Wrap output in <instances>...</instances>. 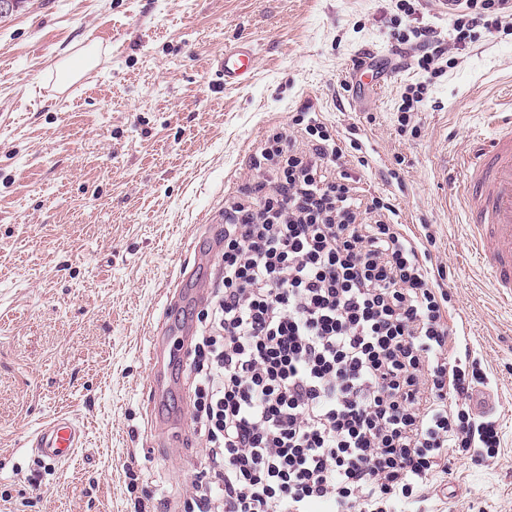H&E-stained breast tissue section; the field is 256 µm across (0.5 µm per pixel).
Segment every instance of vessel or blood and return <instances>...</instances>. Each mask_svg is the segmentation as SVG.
<instances>
[{"instance_id":"b4317fda","label":"vessel or blood","mask_w":512,"mask_h":512,"mask_svg":"<svg viewBox=\"0 0 512 512\" xmlns=\"http://www.w3.org/2000/svg\"><path fill=\"white\" fill-rule=\"evenodd\" d=\"M256 53L249 41L225 47L220 70L228 87L246 86L255 71ZM457 198L471 226V246L487 269L501 298L512 297V114L497 117L489 138L461 161ZM76 422L58 415L33 433L31 449L58 464L83 445Z\"/></svg>"}]
</instances>
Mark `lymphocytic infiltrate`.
I'll return each instance as SVG.
<instances>
[{
    "label": "lymphocytic infiltrate",
    "mask_w": 512,
    "mask_h": 512,
    "mask_svg": "<svg viewBox=\"0 0 512 512\" xmlns=\"http://www.w3.org/2000/svg\"><path fill=\"white\" fill-rule=\"evenodd\" d=\"M454 41L492 35L512 0H458ZM420 70L448 46L412 31ZM319 113L273 128L262 181L224 202V256L186 364L200 447L195 512H405L449 455L492 457L477 358L449 356L443 264L359 195Z\"/></svg>",
    "instance_id": "lymphocytic-infiltrate-1"
}]
</instances>
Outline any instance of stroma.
<instances>
[{"label":"stroma","mask_w":512,"mask_h":512,"mask_svg":"<svg viewBox=\"0 0 512 512\" xmlns=\"http://www.w3.org/2000/svg\"><path fill=\"white\" fill-rule=\"evenodd\" d=\"M25 0L0 19V512H134L181 488L199 465L188 401L161 404L177 429H148L151 338L161 323L197 325V302L166 309L187 276L213 286L221 257L205 222L254 183L267 131L304 106L339 138L356 137L348 171L360 195L392 197L408 233H431L454 300L448 323L482 358L496 401L497 457L453 456L414 512H512V302L469 250L454 196L460 159L512 110V27L450 50L444 73L418 70L398 41L412 27L451 29L433 0ZM253 41L250 82L225 87V46ZM98 65L74 88L56 73L89 44ZM379 48L377 93L351 89L352 61ZM426 99L409 119L407 84ZM70 415L86 443L51 465L31 432Z\"/></svg>","instance_id":"obj_1"}]
</instances>
